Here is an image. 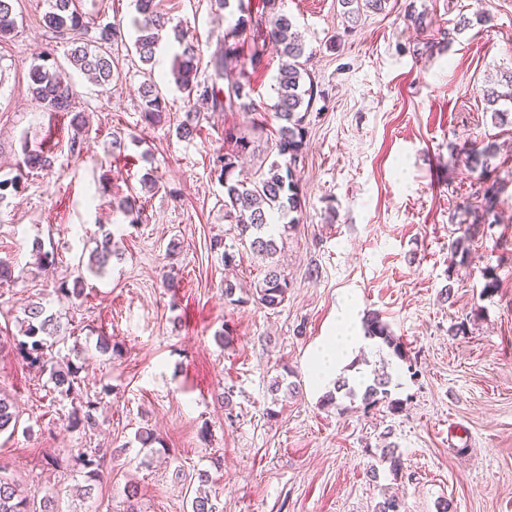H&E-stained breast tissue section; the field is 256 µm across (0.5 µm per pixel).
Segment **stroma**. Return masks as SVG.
<instances>
[{"mask_svg":"<svg viewBox=\"0 0 512 512\" xmlns=\"http://www.w3.org/2000/svg\"><path fill=\"white\" fill-rule=\"evenodd\" d=\"M77 4L125 33L111 48L120 78L110 93L72 68L65 43L44 27L47 0H14L18 28L0 41V179L16 175L22 139L56 158L52 172L25 175L20 193L0 201V259L17 274L0 284V394L19 413L15 433L0 435V476L52 495L59 512H125L130 483L138 512H192L202 490L221 512H374L391 491L403 512H512V103L499 102L507 116L498 121L484 99L512 71V0H388L352 30L340 0H282L313 51L307 68L323 96L297 170L300 222L270 261L239 244L210 174L225 129L248 116L210 113L186 139L166 122L142 128L133 0ZM161 4L172 27L153 71L180 114L173 27L208 55L236 18L214 0ZM45 55L72 78L81 131L28 92L29 69ZM278 68L270 50L251 74L259 112L276 101ZM116 130L126 138L120 151ZM474 142L495 148L476 169L463 152ZM147 174L164 188L128 224L112 199L140 192ZM490 184L499 189L495 223L460 260L450 244L483 225ZM105 229L122 260L89 278L82 298L59 299L55 282L73 275ZM217 234L233 268L210 249ZM38 242L57 256L51 272L34 263ZM272 261L290 288L270 310L250 295ZM488 270L498 287L487 293ZM167 272L176 292L161 286ZM228 279L242 303L225 299ZM31 300L66 320L85 347L87 387L111 388L92 433L68 430L69 399L18 354V320ZM345 309L355 335L376 311L404 344L401 359L369 340L354 350L362 374L389 362L391 394L371 407L322 406L325 389L310 377L314 349ZM225 327L226 345L217 338ZM102 335L119 354L98 351ZM278 379L286 387L275 393ZM147 428L163 446L141 447L136 435ZM387 445L400 453L399 473L379 461ZM89 447L104 450L109 475L82 496L74 457Z\"/></svg>","mask_w":512,"mask_h":512,"instance_id":"1","label":"stroma"}]
</instances>
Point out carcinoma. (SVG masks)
<instances>
[{
	"instance_id": "cac0c4a2",
	"label": "carcinoma",
	"mask_w": 512,
	"mask_h": 512,
	"mask_svg": "<svg viewBox=\"0 0 512 512\" xmlns=\"http://www.w3.org/2000/svg\"><path fill=\"white\" fill-rule=\"evenodd\" d=\"M220 10L238 13L232 30L224 36V42L203 61V53L198 42L179 30L176 39L180 52L174 56L171 69L173 81L182 94L184 103L201 100L210 104L214 112L255 111L251 99V80L248 68H256L262 61L267 48H272L281 60L276 76V101L272 105V118L277 121V156L285 161H271L259 165L251 175L245 176L239 169L240 158L249 151L252 140L250 134L264 129L267 118L258 113L251 118L249 132L240 128L224 130V152L212 159L210 172L224 187V218L236 226L239 241L249 244L250 250L264 258L271 259L277 252V245L271 234L272 216H290L289 223H299L297 214L302 211L301 195L295 167L302 158L307 145L309 117L317 96L321 95L318 84L307 71L303 58L307 48L302 36L295 29L292 19L278 10L280 0H261L260 17L252 15L251 0H214ZM349 6L345 11L347 22L356 24L360 7L373 11L385 8L387 0H342ZM137 16L133 19L135 28L134 48L139 61L146 65L147 75L142 84L141 121L146 127L176 119L170 113L160 85L153 76V65L159 44L160 32L171 23L167 13L161 11L156 0H135ZM45 28L56 38L67 41L70 46L69 60L79 70L92 77L96 85L108 90L112 81L119 78L120 72L108 51L112 42L121 37L120 26L112 23H99L93 28L85 13L75 5V0H49V9L43 17ZM260 27L259 41L254 49L245 48L244 36L254 27ZM17 28V17L13 13V0H0V40L11 36ZM209 73L200 78L201 68ZM28 91L38 106L47 112H66L71 115L70 125L78 130L85 125V116L74 110L75 90L67 74L54 66L44 63L34 64L29 71ZM501 85L507 91L500 92L489 88L484 93L486 102L492 106L495 118L502 119L504 111L496 108L501 100L512 101V74L502 75ZM201 113L188 109L184 118L178 120L177 134L187 138L197 131ZM20 173L11 179L0 180V200L6 198V191H18L22 170H49L54 158L41 146H33L28 140L21 144ZM113 209L130 218L134 224L141 217L143 206L139 196L126 195L112 203ZM480 232L478 225L465 228L463 236L454 242L455 250L466 259L470 242ZM119 256L111 233L103 235L96 242L90 254L86 272L94 277L108 273L110 260ZM83 272H78L72 280H61L55 284V292L67 298L79 297L84 291ZM290 281L278 267L271 265L262 281L255 289L254 302L268 309L278 308L288 296ZM24 317L19 321V353L32 367L49 372L53 390L70 399L68 428L92 432L99 427V411L102 394L108 392L103 387L93 393L77 394L81 389L82 366L77 364L83 352L80 343L75 341L68 348V354L54 353L60 344H67V327L61 317L47 313L42 303L28 302L23 308ZM364 337L374 341L378 349L387 348L399 358L404 357L402 343L393 336L388 325L376 312L369 314L364 322ZM392 375L384 370L373 371L372 377L356 385L343 374L336 377L333 388L323 398V404L331 406L337 400L361 398L366 405L382 401L390 395ZM18 416L12 400L0 396V432L16 428ZM76 463L85 470L90 482L85 493H90L92 484L99 481L103 473V457L95 448H81ZM52 497L45 495L38 499L19 485L0 478V512H53Z\"/></svg>"
}]
</instances>
